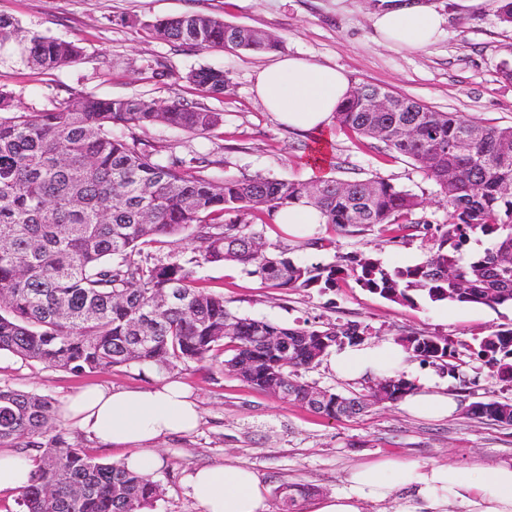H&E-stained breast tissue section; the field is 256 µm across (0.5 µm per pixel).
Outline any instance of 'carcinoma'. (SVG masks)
<instances>
[{
    "instance_id": "1",
    "label": "carcinoma",
    "mask_w": 512,
    "mask_h": 512,
    "mask_svg": "<svg viewBox=\"0 0 512 512\" xmlns=\"http://www.w3.org/2000/svg\"><path fill=\"white\" fill-rule=\"evenodd\" d=\"M152 28L160 40L199 49L268 53L280 46L249 27L195 14L158 19ZM79 56L75 44L0 16V64L55 70ZM185 79L214 97L229 82L215 68L193 69ZM381 91L353 86L336 123L383 144L391 158L411 159L439 187L448 214L442 224L415 220L422 200L380 176L294 181L257 174L226 176L219 185L207 157L163 155L137 134L163 124L205 138L224 123L222 112L82 91L16 112L14 96L0 91V352L75 375L130 364L163 369L222 352L224 369L252 386L267 390L272 378L284 398L329 419L364 413L376 404L371 391L345 396L301 380L300 370L332 349L362 343L367 326H284L241 316L224 295L195 282L198 267L234 262L284 290L351 279L395 302L512 306V125L437 112L393 92L391 111L377 112L372 100ZM294 205L319 210L339 236L378 227L435 247L423 261L394 269L362 251L304 262L265 238L278 213ZM479 234L490 245L470 255L467 245ZM184 239L194 243L187 259L154 252ZM259 328L287 337L288 347L261 344ZM398 342L412 358L443 363L452 377L464 364L440 336ZM477 355L490 377L512 383V326L479 338ZM313 393L322 401L307 400ZM465 413L512 425L511 400L474 401ZM55 417L51 397L0 387V446L36 451L21 512L153 508L162 490L152 477L67 444L55 433ZM305 493L282 486L280 512H299L297 496Z\"/></svg>"
}]
</instances>
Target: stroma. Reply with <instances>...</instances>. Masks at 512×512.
<instances>
[{"label":"stroma","instance_id":"obj_1","mask_svg":"<svg viewBox=\"0 0 512 512\" xmlns=\"http://www.w3.org/2000/svg\"><path fill=\"white\" fill-rule=\"evenodd\" d=\"M443 18L435 41L420 50L390 46L373 26L382 0H0V16L37 25L47 35L74 42L76 63L54 71L0 64V88L15 92L25 110H40L49 96L86 91L102 97L145 98L165 105L180 101L223 113L224 123L209 137L192 138L164 125L145 138L158 149L196 151L211 162L216 182L225 176L256 173L307 181L316 176L365 179L381 176L423 201L415 217L445 222L438 191L405 157L384 156L377 141L355 138L338 124L322 134L288 129L266 112L253 93L260 70L276 56H298L342 70L354 83L380 85L438 112L512 125V83L499 75L512 62V26L499 22L501 0H430ZM197 14L244 25L277 38L275 53L207 49L155 38V20ZM168 65L156 77L148 63ZM221 68L230 83L216 98L185 81L188 70ZM267 242L307 262H332L335 255L373 252L388 268L421 262L428 247L421 241H388L378 229L341 236L335 250L317 251L265 233ZM202 287L223 294L235 312L281 325L300 321L318 325L358 321L369 325L366 344L379 345L410 334L448 337L466 354L477 337L512 325V307L455 302L398 304L354 283L322 291L264 286L233 263L199 268ZM404 376L430 375L437 388L462 404L512 400V384L492 379L482 361L468 357L458 377L446 370L406 359ZM182 381L199 405L201 420L189 434L171 435L155 444L161 459L154 473L164 491L155 512H203L189 495L185 478L194 469L242 465L265 484L267 505L275 512L280 485L314 488L325 496L341 490L347 472L382 457L443 464L454 462L485 472L512 462V425L473 419L465 413L433 419L407 414L399 405L373 406L355 417L329 419L281 396L254 388L211 361L169 370L131 364L76 376L0 352V385L62 401L84 387L152 386L159 377Z\"/></svg>","mask_w":512,"mask_h":512}]
</instances>
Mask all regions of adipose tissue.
Returning <instances> with one entry per match:
<instances>
[{"label": "adipose tissue", "instance_id": "1", "mask_svg": "<svg viewBox=\"0 0 512 512\" xmlns=\"http://www.w3.org/2000/svg\"><path fill=\"white\" fill-rule=\"evenodd\" d=\"M442 18L427 0H387L375 15V27L393 46L419 50L435 38ZM351 89L347 75L303 57L281 56L257 75L255 96L277 120L307 132L329 126L338 105ZM406 357L394 342L360 344L335 351L331 368L341 377L357 379L385 374ZM411 414L446 418L459 408L428 379L416 380V391L401 403ZM58 416L108 448L125 449L122 461L142 474L159 466L154 452L158 439L194 431L200 410L179 382L159 380L148 388L91 386L63 402ZM189 493L203 512H268L267 489L250 468L226 465L195 469L187 479ZM408 492L403 512H512V462L481 474L459 464H426L394 457L352 468L345 487L313 500L309 512H364L366 504Z\"/></svg>", "mask_w": 512, "mask_h": 512}]
</instances>
